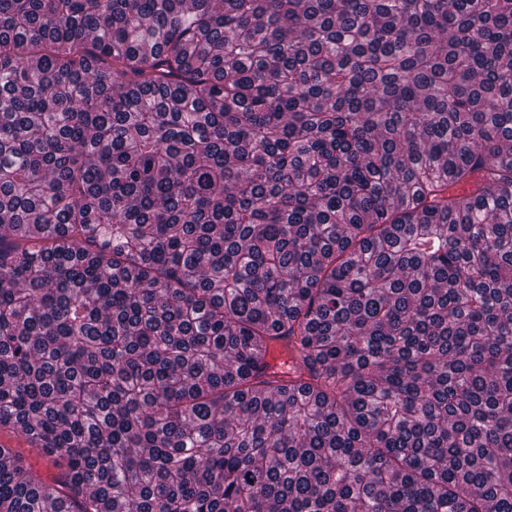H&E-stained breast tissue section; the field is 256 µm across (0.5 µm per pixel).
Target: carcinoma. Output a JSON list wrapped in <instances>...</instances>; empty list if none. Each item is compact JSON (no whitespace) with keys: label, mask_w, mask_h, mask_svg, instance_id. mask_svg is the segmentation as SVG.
<instances>
[{"label":"carcinoma","mask_w":512,"mask_h":512,"mask_svg":"<svg viewBox=\"0 0 512 512\" xmlns=\"http://www.w3.org/2000/svg\"><path fill=\"white\" fill-rule=\"evenodd\" d=\"M0 435V512H512V0H0Z\"/></svg>","instance_id":"1"}]
</instances>
